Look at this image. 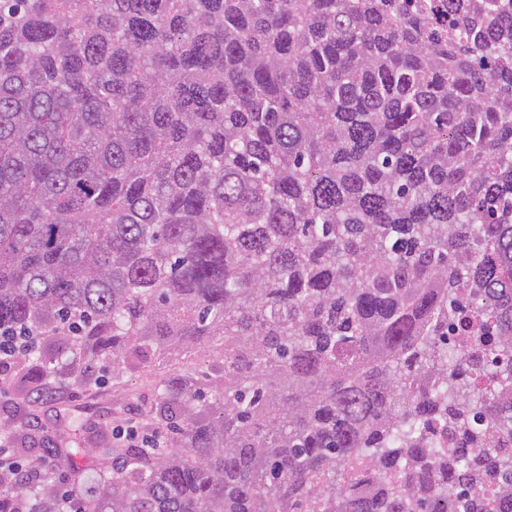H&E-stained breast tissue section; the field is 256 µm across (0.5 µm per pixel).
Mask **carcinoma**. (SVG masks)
<instances>
[{
  "mask_svg": "<svg viewBox=\"0 0 512 512\" xmlns=\"http://www.w3.org/2000/svg\"><path fill=\"white\" fill-rule=\"evenodd\" d=\"M0 336L167 367L0 512H512V0H0Z\"/></svg>",
  "mask_w": 512,
  "mask_h": 512,
  "instance_id": "carcinoma-1",
  "label": "carcinoma"
}]
</instances>
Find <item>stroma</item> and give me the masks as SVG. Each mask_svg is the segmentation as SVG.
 Instances as JSON below:
<instances>
[{
  "label": "stroma",
  "instance_id": "obj_1",
  "mask_svg": "<svg viewBox=\"0 0 512 512\" xmlns=\"http://www.w3.org/2000/svg\"><path fill=\"white\" fill-rule=\"evenodd\" d=\"M149 369L126 372L123 388L112 382L82 386L65 374L47 378L35 402L22 399L18 390H10L0 399V423L23 420L25 429L37 430L36 439L15 443L12 451L21 460L32 461L40 454L43 440L55 438L61 424L60 408L68 406L71 414L82 416L87 433L77 461L92 464L101 437L111 434L117 425L138 424L139 414L153 389L148 382Z\"/></svg>",
  "mask_w": 512,
  "mask_h": 512
}]
</instances>
